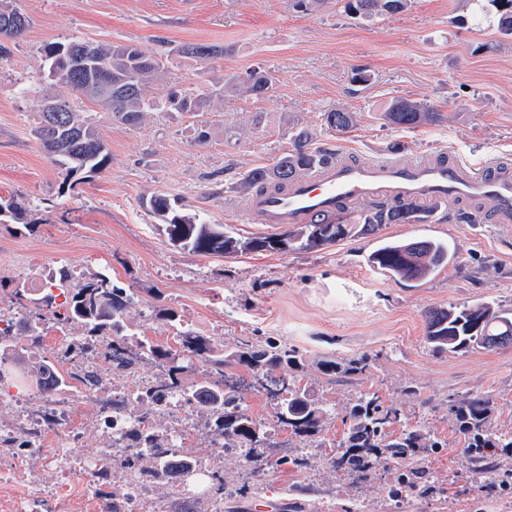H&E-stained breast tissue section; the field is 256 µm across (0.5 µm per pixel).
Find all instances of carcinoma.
<instances>
[{"label":"carcinoma","mask_w":512,"mask_h":512,"mask_svg":"<svg viewBox=\"0 0 512 512\" xmlns=\"http://www.w3.org/2000/svg\"><path fill=\"white\" fill-rule=\"evenodd\" d=\"M370 4V14H384L391 3L398 4L396 12L408 7L410 0H347L345 10L363 12V3ZM489 11L497 17V31L512 38V0H487ZM71 43H53L44 46L45 60L54 72L57 83L76 94H82L80 81L94 80L103 73L112 74V80L121 81L130 92L121 98H105L99 104L109 109L112 117L123 124L136 127L152 113L166 108L178 112H208L211 100L189 92L171 91L163 95H149L148 89L158 82L170 55L185 58L213 59L224 56V49L216 46L183 44L172 48L165 57L148 56L135 45L91 44L89 56L79 62L69 56ZM273 88L270 75L262 68H253L246 78L226 83L215 96L224 101L226 95L262 97ZM57 136L53 146L41 143L46 154L65 168L66 179L84 180L105 170L111 162L108 145L91 118L68 107L59 113ZM442 114L433 105L409 98L391 102L383 120L398 128H417L441 121ZM357 122V113L338 108L322 115L320 128L331 135L350 131ZM317 133L307 127L291 128L289 147L277 160L266 166L248 170L238 188L249 193L274 185L279 189L288 181L303 177L321 167L333 153L316 145ZM147 209L161 221L170 243L197 255L232 256L246 253L304 250L336 244L355 236L377 234L384 224H408L415 218L416 209L392 204L388 209H370L357 218H348L341 224H300L280 236L238 238L222 224H209L199 214L179 205V201L156 194L145 202ZM29 208L17 198L0 196V224L33 223L28 218ZM455 252L442 239L423 238L415 241L383 239L377 241L368 262L386 272V276L410 282H421L454 260ZM12 298L28 311V322L38 324L53 318L55 324L80 328L89 337L121 336L127 330L126 317L135 305V297L113 284L110 276L100 272L74 278L66 268L61 269L51 288L37 298L28 297L23 282L15 281ZM180 348L172 350L143 341L137 351L112 342V374L120 376L130 365V355L148 358L167 368V378L141 395L160 404L170 391L177 390L184 401L209 413L216 432L226 443L221 449L230 452L245 449L244 459L255 458L261 424L245 412L237 390L242 386L262 387L273 398L279 399L276 421L279 426L296 436H316L322 431L327 410L310 397L307 390L288 383L284 376H275L278 369L300 367L304 355L295 348L280 346L269 339L248 344L241 350L219 349L205 336L189 330L176 329ZM426 339L440 351L468 353L473 351L512 347V312L493 301L477 304H448L426 314ZM204 360L213 367L218 377L196 384L182 379L185 366ZM238 366L240 373H227L224 368ZM328 374L359 376L366 372L365 359L340 363L333 359L323 363ZM39 391L52 398L58 391L74 387L82 381L77 372L63 373L46 361L28 370ZM494 397L487 393L448 400V414L454 430L466 442L464 453L472 469L490 480L502 494L512 493V472H499L493 459L497 449L512 448V431L494 432L489 421ZM343 421L349 423L347 436L337 446L331 463L336 470L362 479L375 465H397L388 481L387 495L399 500L402 492L412 489L421 496L436 490L427 459L448 447V443L420 429L407 426L400 410L383 405L376 391H365L347 411ZM132 441L143 448L134 458L122 462L126 469L140 470L149 462L156 470L167 473L171 463L180 462L184 471L191 469L188 459L181 457L177 448H170L155 431L133 430Z\"/></svg>","instance_id":"cac0c4a2"}]
</instances>
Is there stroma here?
I'll list each match as a JSON object with an SVG mask.
<instances>
[{"label":"stroma","instance_id":"obj_1","mask_svg":"<svg viewBox=\"0 0 512 512\" xmlns=\"http://www.w3.org/2000/svg\"><path fill=\"white\" fill-rule=\"evenodd\" d=\"M30 26L0 55V195L31 206L40 224L0 225V278L22 272L40 280L44 267L102 271L136 298L127 319L138 339L166 347L175 340L161 313L229 350L273 338L301 351L302 367L289 379L306 386L332 414L344 413L365 390L401 409L410 424L450 439L449 451L431 456L435 494L387 497L386 470L367 480L337 474L329 443L341 423L315 440L275 425L264 390L241 391V405L265 425L256 468L236 453L219 458L224 512H512L465 466L461 440L452 436L448 400L489 392L495 396L490 426L512 431V348L449 353L425 340L424 313L451 303L495 301L512 309V223L461 224L460 205H432L411 224H385L380 237L448 241L455 260L418 284L375 272L368 262L372 239L352 237L309 251L199 256L173 246L145 201L162 192L181 200L209 223L238 237L267 235L244 219L246 193L236 187L251 168L274 162L294 125L315 126L322 113L356 112L348 133L322 136L327 147L361 160L426 158L439 153L474 168L490 161L512 165V39L500 36L494 16L478 19L474 0H411L393 15L344 12L339 0L309 14L291 0H16ZM133 44L157 56L183 43L225 48L213 60L175 58L160 88L209 95L225 81L259 67L272 90L255 99L226 97L216 112H168L131 127L99 106L69 95L75 109L94 118L112 161L85 182L65 183L34 129L45 98L60 95L47 79L42 49L51 43ZM369 82H354L356 69ZM408 97L434 105L444 119L400 129L380 115L391 100ZM208 133L195 142L196 127ZM366 358L355 378L328 376L327 358ZM126 379L100 393H59L46 403L37 391L0 383V425L44 433L46 450L57 439L43 417L54 410L75 428L76 453L95 456L111 443L108 432L84 426L96 407L121 398ZM300 449L302 471L278 465L281 446ZM82 471L49 474L43 457L23 460L19 489L86 482ZM144 496L166 512H210L205 500L179 490L163 475H142Z\"/></svg>","mask_w":512,"mask_h":512}]
</instances>
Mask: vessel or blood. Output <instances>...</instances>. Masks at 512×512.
<instances>
[{"mask_svg":"<svg viewBox=\"0 0 512 512\" xmlns=\"http://www.w3.org/2000/svg\"><path fill=\"white\" fill-rule=\"evenodd\" d=\"M458 199L486 204L498 223H511L512 169L494 162L466 168L447 155L399 162L339 157L284 189L252 193L245 216L282 228L332 220L366 200L424 206Z\"/></svg>","mask_w":512,"mask_h":512,"instance_id":"obj_1","label":"vessel or blood"}]
</instances>
